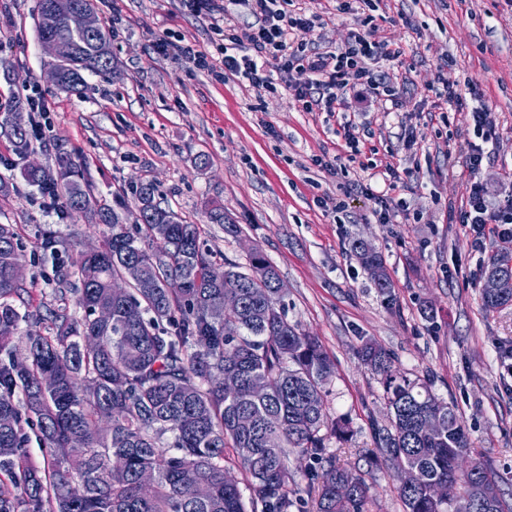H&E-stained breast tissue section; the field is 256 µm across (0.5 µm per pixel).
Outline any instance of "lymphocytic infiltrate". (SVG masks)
Segmentation results:
<instances>
[{
    "label": "lymphocytic infiltrate",
    "instance_id": "1",
    "mask_svg": "<svg viewBox=\"0 0 512 512\" xmlns=\"http://www.w3.org/2000/svg\"><path fill=\"white\" fill-rule=\"evenodd\" d=\"M185 8L208 19L222 41L216 52L195 42L160 38V51L173 54L192 68L210 72L217 80L237 77L246 80L255 92L270 91L284 84L293 99L306 112H337L347 96L362 99L386 98L400 106L393 66L399 65L403 52L373 31H355L348 45L338 50L294 44V31L319 27L322 17L316 13L291 11L293 0H182ZM245 7L253 21L238 24V7ZM444 97L455 109L467 112L475 133L482 137L467 160L472 174L466 184L467 207L459 222L467 227L473 245H481L486 225L512 224V198L494 204L489 201L477 174L488 155L484 142L491 137L493 113L474 85L466 92L445 87Z\"/></svg>",
    "mask_w": 512,
    "mask_h": 512
}]
</instances>
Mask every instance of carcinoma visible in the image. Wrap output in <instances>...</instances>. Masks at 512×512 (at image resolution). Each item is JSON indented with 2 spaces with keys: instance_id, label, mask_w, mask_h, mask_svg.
Instances as JSON below:
<instances>
[{
  "instance_id": "obj_1",
  "label": "carcinoma",
  "mask_w": 512,
  "mask_h": 512,
  "mask_svg": "<svg viewBox=\"0 0 512 512\" xmlns=\"http://www.w3.org/2000/svg\"><path fill=\"white\" fill-rule=\"evenodd\" d=\"M49 0H36L38 38L66 35L60 21H41ZM75 52L54 64L57 89L80 97L85 74L112 68V35L99 25L74 38ZM30 122L22 109L0 117L15 153L32 150ZM24 180L58 202V213L85 212L102 226L99 254H79L73 287L60 288V304L41 320L42 330L20 333L33 313L27 288L15 279L22 246L12 224H0V512H292L296 490L287 452L315 463L307 472L313 512H368L371 486L356 468L326 454L330 437L346 440L350 422L329 418L325 385L333 361L315 336L288 319L276 269L257 248L242 266L201 243L197 224L160 206L150 183L132 188L135 230L113 207L94 199L72 156H56L55 176L22 169ZM211 222L230 235L239 227L215 206ZM44 257L59 260L70 243L56 230L42 232ZM351 250L370 271L378 293L391 297L382 256L361 239ZM125 297L112 296V279L130 270ZM485 273L512 281V258L495 255ZM238 296L224 315V293ZM81 314L70 311L69 297ZM488 312L512 306V287L480 295ZM112 308V322L95 318ZM358 353L380 376L388 424L374 426V462L395 473L403 512H512L491 467L458 470L470 453L469 437L453 402L430 384L394 369L390 351L364 340ZM239 389L224 394V375ZM48 374L54 389L42 387ZM261 382L265 391L256 392ZM437 422L428 435L425 420ZM47 449L43 465L29 461L30 432ZM172 435V442L165 441ZM250 476V503L224 466L227 451ZM154 482L142 491L139 475ZM436 482L448 484V501L433 498Z\"/></svg>"
}]
</instances>
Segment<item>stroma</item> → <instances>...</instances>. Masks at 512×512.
Segmentation results:
<instances>
[{"label": "stroma", "mask_w": 512, "mask_h": 512, "mask_svg": "<svg viewBox=\"0 0 512 512\" xmlns=\"http://www.w3.org/2000/svg\"><path fill=\"white\" fill-rule=\"evenodd\" d=\"M301 3L323 23L295 32L294 41L340 48L370 16L377 38L404 51L402 108L389 111L376 101L363 111L352 98L344 104L358 126L357 150L347 147L339 114L301 111L285 89L259 94L237 78L219 82L161 54L156 42L165 35L207 47L219 41L181 0H97L99 18L118 28L114 64L109 73L88 75L79 98L51 81L54 58L38 40L35 0H0V113L32 87L48 105L30 116L41 134L27 157L15 155L0 134V177L12 181L0 196V224L19 229L31 305H58L56 265L39 249L43 225L70 241L74 257L99 246L101 236L86 214L62 220L46 212L21 169L53 168L57 151H67L97 195L129 207L132 186L152 182L157 200L201 225L211 248L244 265L255 245L277 269L289 319L317 336L335 363L328 412L347 416L353 429L349 440L326 442L337 464L353 465L374 449L372 425L387 421L380 378L357 354L361 341L372 339L392 353L397 369L454 401L474 457L490 462L512 501V362L501 357L512 345V309L489 313L480 301L484 269L512 236L488 225L477 249L458 222L477 137L466 113L440 112L437 81L442 75L458 89L484 90L496 126L478 178L491 200L511 196L512 0H351L344 14L336 0ZM406 15L411 25L403 24ZM323 154L338 156L335 172L316 165ZM200 156L202 168L195 165ZM386 166L413 176L389 193V221L379 224L371 193L383 187L375 168ZM327 197L345 199V209H324L319 201ZM210 200L239 224L238 236L209 221ZM358 238L382 254L390 300L380 298L351 252ZM426 307L432 318L423 317Z\"/></svg>", "instance_id": "35a3bbf8"}]
</instances>
